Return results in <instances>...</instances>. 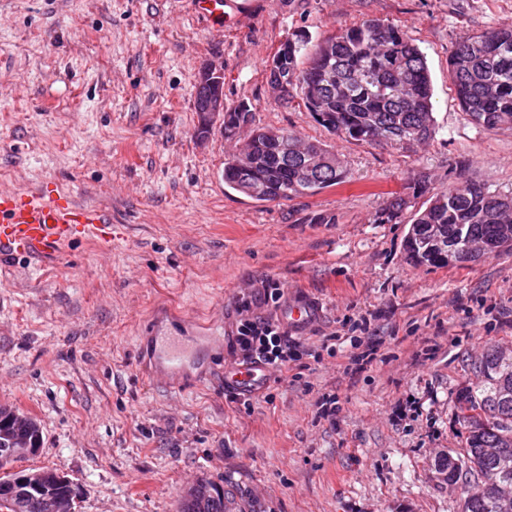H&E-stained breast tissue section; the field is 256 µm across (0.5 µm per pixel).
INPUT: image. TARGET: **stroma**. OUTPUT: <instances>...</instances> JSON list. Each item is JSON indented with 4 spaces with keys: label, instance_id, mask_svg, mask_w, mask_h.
Here are the masks:
<instances>
[{
    "label": "stroma",
    "instance_id": "obj_1",
    "mask_svg": "<svg viewBox=\"0 0 512 512\" xmlns=\"http://www.w3.org/2000/svg\"><path fill=\"white\" fill-rule=\"evenodd\" d=\"M399 25L431 73L436 134L410 149L345 141L282 105L266 65L293 31L324 39L365 18ZM512 24V0H249L230 22L196 0H0V191L44 187L101 209L112 238L35 260L0 256V405L38 419L17 470L57 468L76 512H178L200 479L241 512H461L435 462L462 448L460 384L492 345L512 355V251L465 268L408 263L394 193L467 182L512 194V128L475 127L448 80L459 36ZM224 66V103L330 145L352 175L313 197L256 201L224 184L235 151L196 134L198 71ZM321 314L317 348L368 318L359 348L275 374L229 402L238 296L262 280ZM178 327L194 359L166 390L149 335ZM338 400L320 417L321 394ZM411 206L412 200L409 195L392 194L384 207L376 213L374 221L378 224H400L398 219Z\"/></svg>",
    "mask_w": 512,
    "mask_h": 512
}]
</instances>
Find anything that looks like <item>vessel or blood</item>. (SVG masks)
<instances>
[{"instance_id":"obj_1","label":"vessel or blood","mask_w":512,"mask_h":512,"mask_svg":"<svg viewBox=\"0 0 512 512\" xmlns=\"http://www.w3.org/2000/svg\"><path fill=\"white\" fill-rule=\"evenodd\" d=\"M108 222L101 210L76 205L42 188L21 195L0 192V252H18L33 259L50 256L79 238L104 239ZM317 315V310L304 302H291L279 310L281 320L296 331L307 329ZM150 351L163 370L162 383L181 388L190 360L184 337H152ZM269 378V372L258 367L224 372L225 383L242 389L259 388Z\"/></svg>"}]
</instances>
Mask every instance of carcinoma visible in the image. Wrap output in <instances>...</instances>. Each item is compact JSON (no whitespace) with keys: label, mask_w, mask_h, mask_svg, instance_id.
I'll return each instance as SVG.
<instances>
[{"label":"carcinoma","mask_w":512,"mask_h":512,"mask_svg":"<svg viewBox=\"0 0 512 512\" xmlns=\"http://www.w3.org/2000/svg\"><path fill=\"white\" fill-rule=\"evenodd\" d=\"M448 77L463 112L485 131L512 125V25L465 33L448 59ZM268 81L282 87L286 104L300 97L314 120L332 134L365 143L409 149L436 134L431 79L424 53L395 24L369 17L322 41L299 29L273 57ZM209 86L197 82L195 111L211 102ZM253 125V108L241 102L224 109V138L233 140ZM349 181V171L330 147L282 131L280 142L253 129L244 152L224 161V185L258 201L312 197ZM423 192L393 194L377 213L376 224H396ZM490 252L512 249V195L470 183L433 196L414 213L404 240L407 261L438 268L465 267L479 260L464 239ZM485 374L476 385L456 392L457 418L466 425L464 448L435 463L442 482L462 498V512H497L480 488L481 478L497 472L485 454L497 448L512 456V360L491 346L480 359ZM40 424L0 406V469L11 448L24 438L39 439ZM0 512H44L33 496L15 495L12 475L0 473ZM180 512H226L224 494L212 481H200L183 496Z\"/></svg>","instance_id":"carcinoma-1"}]
</instances>
